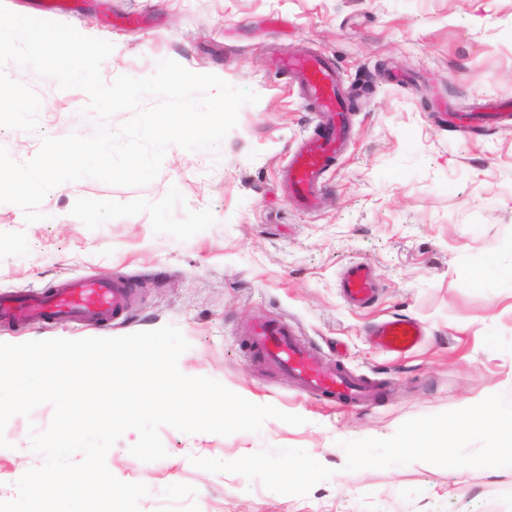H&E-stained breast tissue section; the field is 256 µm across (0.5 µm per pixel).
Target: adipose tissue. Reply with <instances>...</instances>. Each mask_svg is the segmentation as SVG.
Here are the masks:
<instances>
[{
    "label": "adipose tissue",
    "instance_id": "1",
    "mask_svg": "<svg viewBox=\"0 0 512 512\" xmlns=\"http://www.w3.org/2000/svg\"><path fill=\"white\" fill-rule=\"evenodd\" d=\"M475 435L488 443L478 457L489 475L512 471V398L468 403L450 423L423 424L389 440L375 435L358 447L343 449L342 454L350 466L363 471L417 453L452 469L457 466L458 458L448 452L449 441Z\"/></svg>",
    "mask_w": 512,
    "mask_h": 512
}]
</instances>
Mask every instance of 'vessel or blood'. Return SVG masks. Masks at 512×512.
Wrapping results in <instances>:
<instances>
[{
  "instance_id": "vessel-or-blood-1",
  "label": "vessel or blood",
  "mask_w": 512,
  "mask_h": 512,
  "mask_svg": "<svg viewBox=\"0 0 512 512\" xmlns=\"http://www.w3.org/2000/svg\"><path fill=\"white\" fill-rule=\"evenodd\" d=\"M283 67L299 77L325 129L324 134L308 137L296 148L285 170L295 205L312 208L318 202L323 174L342 147L346 108L338 93L336 70L328 62L290 54L284 57ZM341 287L356 304L368 303L375 294L370 269L362 263L347 269ZM126 303L124 284L83 277L66 280L50 295L33 292L20 300L1 302L0 320L25 324L76 316L96 324L119 313ZM247 336L257 358L284 371L311 395L332 397L347 404L364 402L371 395L367 381L317 354L288 324L258 320L251 324ZM373 336L385 351L403 355L422 342L424 330L412 319L394 316L380 321Z\"/></svg>"
}]
</instances>
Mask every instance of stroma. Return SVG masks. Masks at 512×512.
Segmentation results:
<instances>
[{"label": "stroma", "instance_id": "stroma-1", "mask_svg": "<svg viewBox=\"0 0 512 512\" xmlns=\"http://www.w3.org/2000/svg\"><path fill=\"white\" fill-rule=\"evenodd\" d=\"M11 11L74 26L109 41L105 82L151 75L168 58L257 92L217 152L170 147L159 175L138 188L85 178L51 190L43 220L0 204V299L63 280L123 282L131 301L105 327L51 320L0 324V343L121 337L176 326L190 344L183 372L221 382L258 405L302 416L267 420L260 433L186 434L164 426L165 458L144 462L127 431L110 472L146 484L141 512H512V472L489 477L469 457L455 469L419 458L363 472L336 452L364 435L444 424L479 397L512 395V122L459 129L454 118L512 98V0H4ZM291 52L333 63L356 101L347 140L323 177L317 207L295 209L284 171L319 123ZM40 96L39 129L0 127L12 158L34 157L42 137L91 134L80 90H62L7 63ZM369 264L377 294L348 301L340 277ZM389 316L425 328L414 351L392 355L371 340ZM285 322L338 367L377 385L365 406L303 393L286 373L249 358L243 330ZM53 407L14 416L0 448V501L43 458L28 428ZM313 457L308 480L270 484L282 449Z\"/></svg>", "mask_w": 512, "mask_h": 512}]
</instances>
